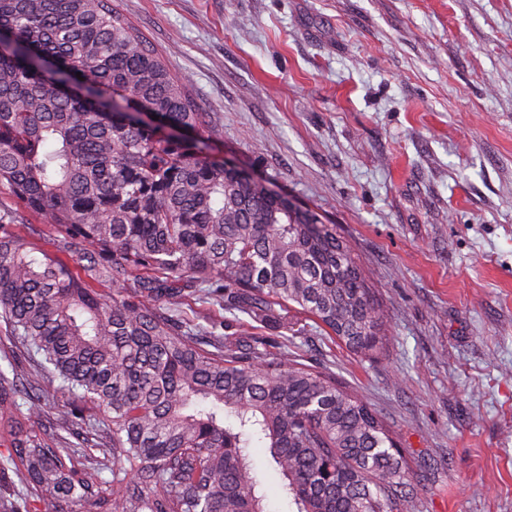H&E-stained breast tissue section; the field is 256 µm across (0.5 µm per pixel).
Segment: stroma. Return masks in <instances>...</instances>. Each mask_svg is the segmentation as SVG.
<instances>
[{"label": "stroma", "instance_id": "stroma-1", "mask_svg": "<svg viewBox=\"0 0 512 512\" xmlns=\"http://www.w3.org/2000/svg\"><path fill=\"white\" fill-rule=\"evenodd\" d=\"M188 87L212 156L319 212L385 310L381 353L310 330L405 450L416 512H512V0H114ZM42 248L45 219L0 189ZM190 309L249 333L212 299ZM0 419V512L25 490Z\"/></svg>", "mask_w": 512, "mask_h": 512}]
</instances>
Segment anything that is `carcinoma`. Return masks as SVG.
Wrapping results in <instances>:
<instances>
[{
  "label": "carcinoma",
  "mask_w": 512,
  "mask_h": 512,
  "mask_svg": "<svg viewBox=\"0 0 512 512\" xmlns=\"http://www.w3.org/2000/svg\"><path fill=\"white\" fill-rule=\"evenodd\" d=\"M0 33V188L59 233L49 252L0 210V320L32 360L0 370L24 512H268L254 447L290 512H415L367 402L181 314L203 295L285 340L311 321L380 353V303L334 225L205 152L214 128L110 0H0ZM46 384L67 438L27 425Z\"/></svg>",
  "instance_id": "carcinoma-1"
}]
</instances>
